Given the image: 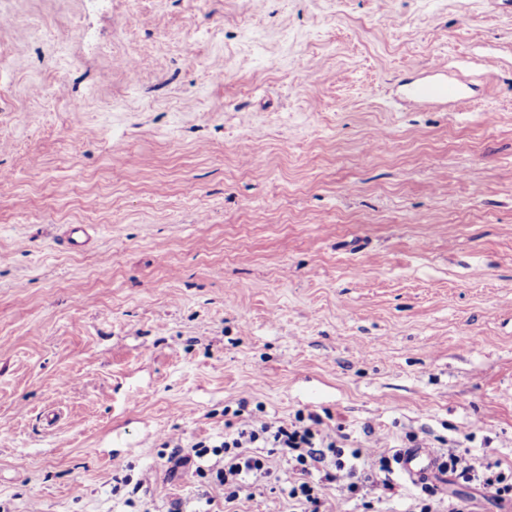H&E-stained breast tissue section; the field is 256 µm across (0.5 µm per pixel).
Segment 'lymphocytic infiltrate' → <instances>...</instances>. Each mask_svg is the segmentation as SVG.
Masks as SVG:
<instances>
[{"label":"lymphocytic infiltrate","mask_w":512,"mask_h":512,"mask_svg":"<svg viewBox=\"0 0 512 512\" xmlns=\"http://www.w3.org/2000/svg\"><path fill=\"white\" fill-rule=\"evenodd\" d=\"M321 424L320 417L313 413L289 426L250 415L242 418L234 431L225 434L220 445L200 441L187 451L174 447L171 455L177 458L187 452L199 459L214 456L208 472L213 484L223 489L224 506L230 510L241 497H253L259 479L271 477L265 458L256 454L257 449H271L287 458L294 475L288 485L289 498L296 500L303 512H323L326 502L320 488L310 479L317 464L332 460L334 468L325 472V481L338 484L351 497L371 491L374 480L371 473L358 466L359 451L345 453L337 445L335 434L322 429ZM442 457L444 471L482 480L494 488L498 498L512 494V481L507 476L491 474L489 465L471 461L460 449H446Z\"/></svg>","instance_id":"lymphocytic-infiltrate-1"}]
</instances>
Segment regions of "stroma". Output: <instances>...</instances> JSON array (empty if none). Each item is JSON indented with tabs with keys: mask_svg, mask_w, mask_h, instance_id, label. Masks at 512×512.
I'll list each match as a JSON object with an SVG mask.
<instances>
[{
	"mask_svg": "<svg viewBox=\"0 0 512 512\" xmlns=\"http://www.w3.org/2000/svg\"><path fill=\"white\" fill-rule=\"evenodd\" d=\"M439 57L466 101L405 97ZM511 381L503 0H0V512L221 499L165 443L242 413L512 473ZM387 478L322 493L416 512ZM430 483L435 512H512ZM115 485L112 487V493L115 495H121L124 497L125 502L132 506L135 504L136 500L139 499L140 492L144 487V479H137L135 483L132 484V478L128 475L123 478H115Z\"/></svg>",
	"mask_w": 512,
	"mask_h": 512,
	"instance_id": "stroma-1",
	"label": "stroma"
}]
</instances>
